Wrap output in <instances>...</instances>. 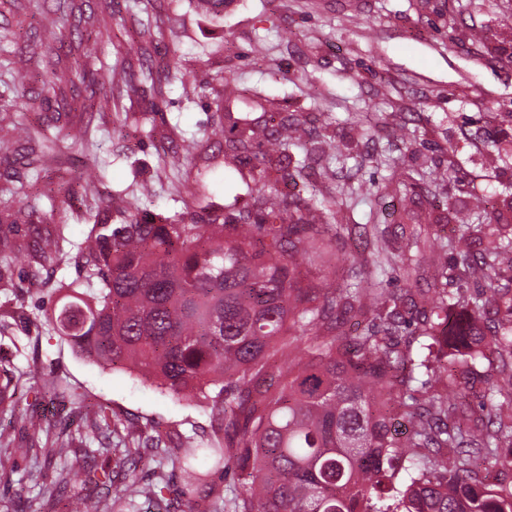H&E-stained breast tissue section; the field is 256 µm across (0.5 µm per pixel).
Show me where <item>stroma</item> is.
<instances>
[{"instance_id":"stroma-1","label":"stroma","mask_w":512,"mask_h":512,"mask_svg":"<svg viewBox=\"0 0 512 512\" xmlns=\"http://www.w3.org/2000/svg\"><path fill=\"white\" fill-rule=\"evenodd\" d=\"M54 4L0 6V30L14 34L0 43V80L8 84L0 100V197L27 213L18 222L0 212L11 250V277L0 284V358L21 378L14 407H0V440L31 433L29 418L50 423L0 480V512H40L52 479L42 449L85 453L90 465L113 470L119 449L141 446L158 429L210 442L221 417L212 402H179L99 366L53 333L45 314L57 301L51 281L86 276L79 250L92 211L111 210V223H123V199L146 184L152 195L139 220L178 214L184 173L203 169L204 154L224 151L216 103L225 91L249 104L259 87L289 110L318 112L331 146H353L350 159L312 178L314 207L335 209L352 227L337 252L372 259L363 230L370 200L337 197L336 187L382 185L390 174L385 155L402 171L426 156L441 168L455 163L468 191L441 186L436 207L419 212V223L438 225L441 236L450 233L449 211L473 193L487 200L492 223L512 224V0L480 11L467 0H138L128 8L84 0L82 13L49 30L41 14ZM93 23L112 29L111 42L98 46L112 75L92 85L69 52ZM153 71L184 78L154 83ZM51 85L65 91L67 107L43 105ZM12 99L30 111H14ZM373 104L388 127L371 142L350 115ZM479 129L494 147L475 138ZM78 130L83 145L66 148ZM55 381L68 392L52 401L43 391ZM101 412L111 435L93 426ZM174 454L147 451L129 479L180 482Z\"/></svg>"}]
</instances>
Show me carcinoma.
<instances>
[{
    "label": "carcinoma",
    "instance_id": "1",
    "mask_svg": "<svg viewBox=\"0 0 512 512\" xmlns=\"http://www.w3.org/2000/svg\"><path fill=\"white\" fill-rule=\"evenodd\" d=\"M224 99V157L246 186L250 203L224 206L210 224L113 226L96 219L81 257L83 283L59 281L47 325L104 368L136 373L179 401L221 406L214 439L203 449L180 433L166 441L182 449L173 459L182 474L175 499L215 494L210 471L195 465L205 453L220 470L235 460L247 472L244 493L231 512H512V485H491L474 469L478 456L512 467V289L495 286L512 264V227L488 222L486 201L459 218L452 239L431 235L429 250L406 254L405 225L390 236L370 212L376 239L367 268L336 254L349 225L308 220L311 206L276 189L254 190L250 178L276 156L278 171L296 173L292 150L326 155L310 146L306 123L293 115L254 137L264 123L253 110ZM420 164L390 177L382 190L423 207L439 182L454 177ZM186 213L205 194L202 179L184 180ZM474 238L487 245L475 256ZM302 254L316 267L350 262V282L338 288L322 275L295 274ZM424 271L427 293L392 291L386 277ZM478 275L475 292L463 276ZM419 318L410 331L403 315ZM506 317L485 328L491 310ZM307 339L303 354L295 342ZM497 378L480 371L489 355ZM282 378L266 383L270 359ZM484 384L480 414L469 387ZM18 388L0 368V405ZM409 481L397 480L393 461ZM78 460L56 476L70 485ZM70 512H112L109 499L85 496Z\"/></svg>",
    "mask_w": 512,
    "mask_h": 512
}]
</instances>
